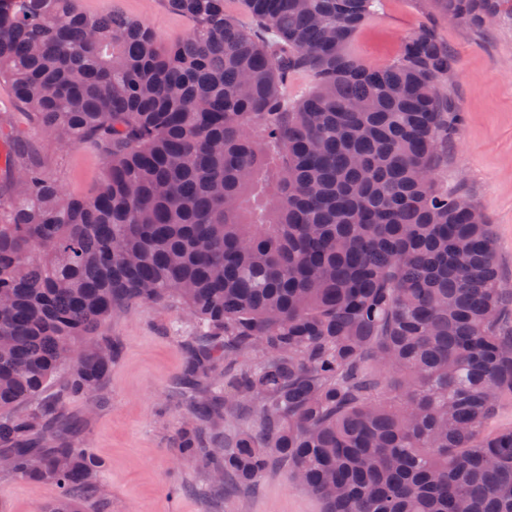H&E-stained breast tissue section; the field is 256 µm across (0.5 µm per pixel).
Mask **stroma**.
<instances>
[{
	"instance_id": "obj_1",
	"label": "stroma",
	"mask_w": 512,
	"mask_h": 512,
	"mask_svg": "<svg viewBox=\"0 0 512 512\" xmlns=\"http://www.w3.org/2000/svg\"><path fill=\"white\" fill-rule=\"evenodd\" d=\"M82 3L90 12L137 16L164 43L191 29L165 0ZM422 24L435 28L454 58L455 76L441 89L462 113L438 159V179L486 214L502 285L512 288V16L474 26L440 11L423 12L421 0H385L383 11L357 33L354 49L365 65L387 66ZM0 125L26 136L67 193H92L103 169L96 149L62 148L41 137L2 80ZM103 333L112 339L114 358L93 400L70 397L62 378L49 391L62 403L52 428L75 427L76 442L103 463L101 490L84 499L83 512H323L322 501L284 465L271 466L250 486L228 483L217 496L209 490L208 469L179 457L174 438L187 415L185 345L194 333L180 302L119 306ZM57 494L54 484L0 472V512H39Z\"/></svg>"
}]
</instances>
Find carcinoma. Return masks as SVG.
I'll use <instances>...</instances> for the list:
<instances>
[{"label": "carcinoma", "instance_id": "obj_1", "mask_svg": "<svg viewBox=\"0 0 512 512\" xmlns=\"http://www.w3.org/2000/svg\"><path fill=\"white\" fill-rule=\"evenodd\" d=\"M193 23L160 43L79 0H0V79L39 133L91 145L105 171L71 195L0 126V456L49 481L40 512H79L101 463L61 440L42 394L90 399L112 367L99 330L131 302L194 321L183 379L207 386L185 458L248 485L279 461L326 512H512V289L491 225L437 182L460 122L455 64L425 24L369 68L355 33L383 0H167ZM512 0H422L485 24ZM313 89L288 99V77ZM260 424L204 442L222 407Z\"/></svg>", "mask_w": 512, "mask_h": 512}]
</instances>
